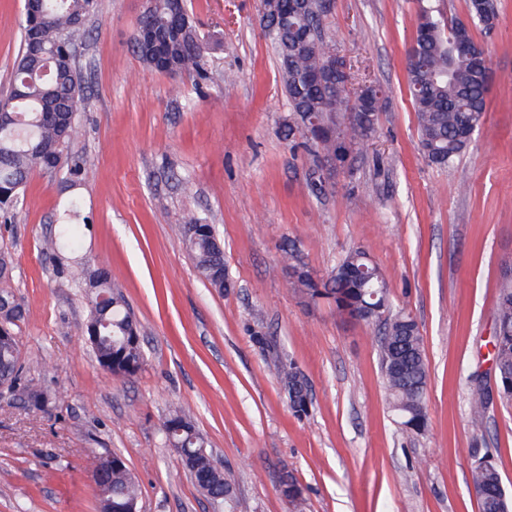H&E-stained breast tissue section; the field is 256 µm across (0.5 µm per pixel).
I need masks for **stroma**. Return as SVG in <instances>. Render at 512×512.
<instances>
[{
	"instance_id": "obj_1",
	"label": "stroma",
	"mask_w": 512,
	"mask_h": 512,
	"mask_svg": "<svg viewBox=\"0 0 512 512\" xmlns=\"http://www.w3.org/2000/svg\"><path fill=\"white\" fill-rule=\"evenodd\" d=\"M209 38L208 82L148 69L132 47L141 0H100L78 50L92 94L75 152L92 168L34 172L13 223L11 287L27 316L17 340L27 378L65 399L45 410L0 389V512H99L86 466L123 457L141 485L138 512H225L165 443L169 406L189 407L232 476L234 512H480L470 455L496 449L512 494V403L471 408L472 372L492 379L502 270L512 261V0H497L484 121L450 167L429 163L417 133L407 56L417 0H330L324 31L347 63L348 95L384 92L375 133L307 187L310 157L286 139L292 116L262 0H187ZM24 0H0V96L21 44ZM88 219L77 249L51 254L71 198ZM199 215L224 245L229 286L196 270L177 227ZM294 248L319 277L360 248L389 285L390 313L418 323L429 366L428 421L396 422L380 371L381 324L337 315L291 284ZM105 267L143 336L145 363L116 378L85 339L80 271ZM262 332L258 346L253 332ZM292 361L311 404L296 416L276 372ZM300 508L280 493L283 474Z\"/></svg>"
}]
</instances>
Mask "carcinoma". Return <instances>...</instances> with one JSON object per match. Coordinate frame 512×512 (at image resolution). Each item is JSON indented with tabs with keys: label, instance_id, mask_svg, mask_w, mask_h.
<instances>
[{
	"label": "carcinoma",
	"instance_id": "obj_1",
	"mask_svg": "<svg viewBox=\"0 0 512 512\" xmlns=\"http://www.w3.org/2000/svg\"><path fill=\"white\" fill-rule=\"evenodd\" d=\"M417 32L409 50L408 86L418 119V132L424 157L445 167L466 149V131L481 125L485 113V87L475 73L473 61L459 54L454 40L459 23L442 17L437 3L419 0ZM99 10V0H37L35 9L25 10L21 48L16 60L13 81L8 94L0 99V107H10L14 117L0 124V223H11L13 208L24 196L31 175L58 168L68 171L70 181L87 180L86 160L71 152L77 134L76 113L86 103L85 86L77 77L74 46L87 37L86 20ZM140 28L153 31L155 43L164 52L170 74L195 72L208 79L204 60L209 46L193 24L187 6L172 0H150V8L137 22ZM322 17L318 0L307 7L296 4L288 16V28L275 27L266 32L274 44L280 65L282 83L293 112V119L304 127L315 123L323 130L318 153L345 158L347 148L368 141L374 131L372 108L364 125L340 128L336 114L357 106L344 95H330L311 84L309 75L329 66L336 48L322 35ZM134 51L151 68L158 67L154 48L133 37ZM50 60V74L30 78L37 62ZM80 200L69 201L66 214L48 242V249L58 251L76 245L81 236V223L76 221ZM186 250L204 279L214 288L224 289V251L216 243L213 225L195 218L180 226ZM284 259L294 270L293 284L312 300L327 298L340 316L359 313L361 320L382 318L389 308L387 281L381 270L360 249L350 251L325 279L308 270L297 260L295 249L284 250ZM11 268L8 248L0 246V327L7 328L0 337V385L9 389L22 385L27 402L43 408L49 400L42 389L24 379L15 327L25 319V311L7 287ZM89 292L87 323L98 327L97 337L90 342L96 362L115 377H129L144 364L142 336L121 294L114 292L109 272L100 267L89 272L85 280ZM492 363L497 376L498 397L512 401V274L502 276L494 313ZM379 359L389 405L397 422L421 432L427 424L426 394L429 369L419 326L413 317L400 312L385 319L380 338ZM277 374L288 391L294 411H308V389L293 363L278 362ZM471 405L482 414L491 402L489 391L475 376ZM165 441L181 456L183 465L197 487L213 497H222L233 509L231 475L219 470L207 452L204 438L197 432L188 411L181 407L170 410L164 424ZM471 478L479 490L481 512H512V497L502 485L495 463L482 464L478 455L471 461ZM101 512H125L139 500L141 489L123 458L112 454V470L94 478Z\"/></svg>",
	"mask_w": 512,
	"mask_h": 512
}]
</instances>
